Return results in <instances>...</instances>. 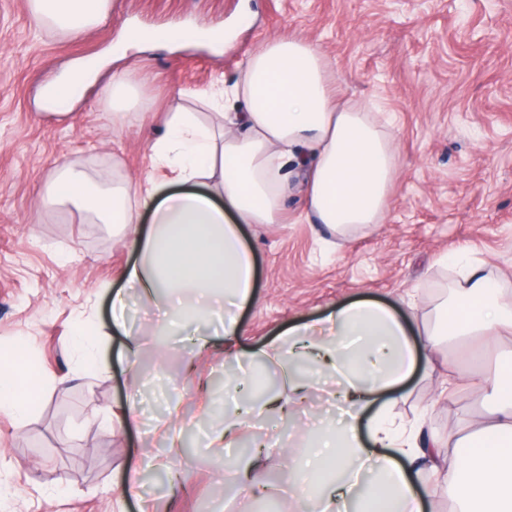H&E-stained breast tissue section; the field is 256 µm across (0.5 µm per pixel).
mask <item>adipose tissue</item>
I'll list each match as a JSON object with an SVG mask.
<instances>
[{"instance_id":"ef3b65f1","label":"adipose tissue","mask_w":512,"mask_h":512,"mask_svg":"<svg viewBox=\"0 0 512 512\" xmlns=\"http://www.w3.org/2000/svg\"><path fill=\"white\" fill-rule=\"evenodd\" d=\"M40 20L79 32L107 17L110 0H29ZM328 64L313 44L276 38L252 55L238 81L214 100L221 125L197 113L173 112L164 136L151 146L149 170L129 182L90 178L62 165L47 198L73 204L94 221L131 236L139 258L121 272L125 289L112 295V316L128 350L126 288L164 299L160 329L195 337L200 348L220 324L224 350L234 359L315 361L336 375L332 394L367 417L328 432L313 457L293 458V487L318 500L321 512H423L428 477L441 478L463 512H512V358L466 381L490 401L481 427L460 439L464 452L441 455L442 439L424 421L395 424L375 395L397 391L415 371L420 351L445 339L512 333V298L492 269L458 264L467 273L446 301L434 329L411 335L389 307L373 301L342 304L327 316L289 326L282 337L252 352L237 348L238 310L253 301L255 258L243 236L247 224H273L290 185L281 170L297 160L304 216L337 231L380 224L389 206L396 151L385 125L365 105L341 103ZM246 111L230 112L229 100ZM149 224H142V216ZM21 358L0 361V412L24 418L33 405Z\"/></svg>"}]
</instances>
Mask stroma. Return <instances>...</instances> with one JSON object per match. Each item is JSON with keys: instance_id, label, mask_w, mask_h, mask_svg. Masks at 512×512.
<instances>
[{"instance_id": "1", "label": "stroma", "mask_w": 512, "mask_h": 512, "mask_svg": "<svg viewBox=\"0 0 512 512\" xmlns=\"http://www.w3.org/2000/svg\"><path fill=\"white\" fill-rule=\"evenodd\" d=\"M136 28L205 43L172 49L133 47ZM316 45L342 97L374 100L390 115L397 151L391 205L377 230L348 237L301 220L303 193L293 166L279 223L249 224L255 299L240 315L241 349L277 339L289 325L371 298L432 327L458 280L444 257L469 248L512 290V0H111L108 17L78 34L40 23L28 0H0V356L22 351L39 393L23 419L0 413V512H300L309 501L291 487L289 455L309 449L313 431L336 422L327 393L315 390L288 420L243 418L229 448L205 434L226 402L224 385L261 376L287 393L279 363L240 371L223 342L195 351L157 329L159 302L135 297L129 324L137 361L121 351L112 293L137 255L131 238L89 223L75 208L42 198L63 163L92 176L137 179L169 112L200 108L231 86L245 60L274 38ZM104 66L68 113L49 109L44 88L76 63ZM128 74L136 100L116 112L104 92ZM83 328L99 356L86 367L75 348ZM512 356V334L468 337L420 359L391 407L398 423L424 418L446 437L447 455L465 420L484 412L481 392L453 369L492 367ZM137 423L119 424L129 404ZM183 427L186 448L167 455L157 421ZM277 430L284 447L262 460L266 485L243 490L231 478L237 458ZM168 456L167 470L148 457ZM136 474L133 493L117 483Z\"/></svg>"}]
</instances>
